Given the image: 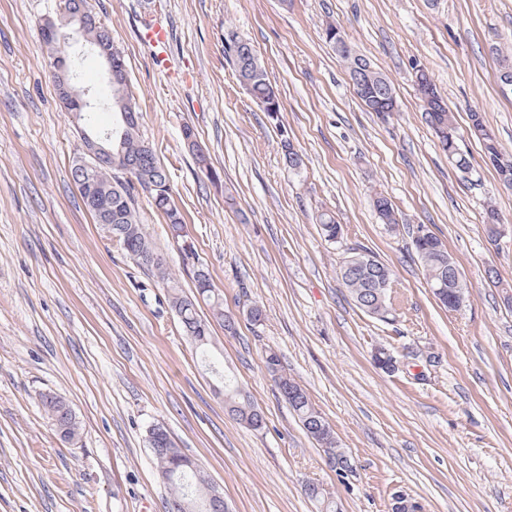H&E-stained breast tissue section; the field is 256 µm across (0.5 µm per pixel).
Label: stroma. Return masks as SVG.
Returning <instances> with one entry per match:
<instances>
[{
	"instance_id": "1",
	"label": "stroma",
	"mask_w": 512,
	"mask_h": 512,
	"mask_svg": "<svg viewBox=\"0 0 512 512\" xmlns=\"http://www.w3.org/2000/svg\"><path fill=\"white\" fill-rule=\"evenodd\" d=\"M122 52L139 133L165 169L187 230L238 319L212 327V373L166 288L94 224L70 178L80 132L61 107L40 25L56 0H0V512H164L149 448L164 426L220 486L229 512H512V189L464 139L472 177L426 122L413 64L432 76L459 129L480 112L512 153V0H88ZM150 17L171 30L166 63L140 39ZM340 23L357 54L391 80L398 110L367 111L327 43ZM232 29L257 50L280 103L270 119L224 58ZM191 126L207 165L182 141ZM301 155L289 170L280 148ZM219 183H212V176ZM401 221L379 224L375 194ZM508 234L491 245L485 208ZM137 216L184 293L193 289L164 216ZM342 226L326 242L319 218ZM425 224L457 262L466 298L440 306L410 247ZM363 247L393 275L396 317L359 309L338 268ZM496 279H488V270ZM263 319L252 324L250 305ZM396 358L377 367L376 347ZM275 351L333 428L351 463L337 470L264 366ZM263 413L252 430L228 413L225 381ZM65 397L64 441L42 394ZM323 489L324 501L306 485Z\"/></svg>"
}]
</instances>
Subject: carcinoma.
I'll list each match as a JSON object with an SVG mask.
<instances>
[{"label": "carcinoma", "instance_id": "cac0c4a2", "mask_svg": "<svg viewBox=\"0 0 512 512\" xmlns=\"http://www.w3.org/2000/svg\"><path fill=\"white\" fill-rule=\"evenodd\" d=\"M336 27V23L327 25L326 40L339 56L351 61L350 78L354 85L365 90L366 97L361 99L363 105L370 112L376 111L378 106L390 109L397 107L390 79L383 72L373 68L366 59L353 54L351 45L345 40L344 32L337 31ZM224 56L232 65L240 84L258 105H268L277 101L266 68L249 42L233 31L224 33ZM415 84L424 102L427 120L435 129L441 149L448 154V160L459 172L470 173V157L460 146L462 136L428 72L420 71ZM138 130L139 120L136 119L130 122L129 126L121 127L118 134L112 135L114 166H103L94 173L98 194L112 201V212L108 215L102 213L98 205L88 199L85 200V204L95 223L112 225V235L119 238L120 247L131 259L138 265L155 270L163 276L164 263L153 262L157 252L151 247L144 225L139 223L137 217L136 192L141 190L148 194L155 208L166 216L168 228L175 230L184 225V220L173 201L166 172L158 164L153 147L139 138ZM485 131L487 127L480 113H470V136L482 142L485 151L502 158L501 164L495 167V170L500 179L512 182V154L499 151L495 139L484 138ZM125 164H132L138 168L141 189H136V186L127 181H120L116 176L117 166ZM373 206L381 223L392 230L399 226L394 207L387 197H376ZM320 229L325 239L332 243L337 242L342 235L341 225L327 213L320 216ZM413 247L425 273L427 284L434 291L438 301L444 307L453 310L464 303L465 285L462 282H455L452 266L456 265V262L442 240L427 225L421 224L413 238ZM182 261L183 265L192 268L195 293L187 296L175 289L171 293V302L182 327L186 328L185 334L195 343L202 357L206 358L211 346V324L198 314L199 301L203 300L210 304L213 316L224 325L226 332L234 334L236 328L226 324L224 301L216 293L211 275H198V271L206 270L199 262L198 254L184 257ZM339 275L361 310L382 321L394 316L391 270L376 256L364 249H352L347 253L346 259L341 261ZM265 366L281 396L298 416L307 433L324 448L330 459L336 460L343 456L336 448L333 433H325V428L329 427V424L315 409L301 386L283 372L279 356L272 351L267 353ZM227 402L242 423L254 430L262 428L264 418L249 401L232 394L228 396ZM41 404L60 437L64 440L74 439L78 431V421L69 404L61 397L51 394L42 396ZM149 445L165 449L164 453L154 456V461L158 474L168 489L166 503H184L188 512H205V486L208 485V481L196 468H173L174 463L184 458L185 454L176 448L170 434L165 432L149 437Z\"/></svg>", "mask_w": 512, "mask_h": 512}]
</instances>
